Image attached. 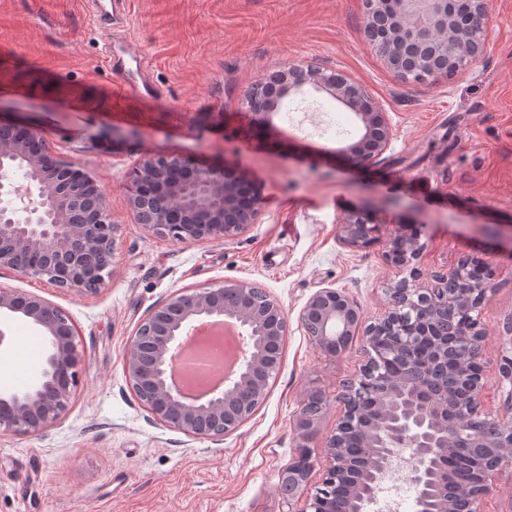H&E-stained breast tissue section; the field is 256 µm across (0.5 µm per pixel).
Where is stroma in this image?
I'll return each mask as SVG.
<instances>
[{
	"mask_svg": "<svg viewBox=\"0 0 512 512\" xmlns=\"http://www.w3.org/2000/svg\"><path fill=\"white\" fill-rule=\"evenodd\" d=\"M123 38L152 65V99L124 93L101 55L87 0H0V120L40 129L49 152L102 189L116 227L112 281L98 294L62 291L6 271L0 284L66 311L83 361L67 410L46 428L0 433V512H300L279 492L299 440L291 422L313 390L328 406L307 446L317 485L344 380L364 360L318 349L299 312L318 289L357 300L363 323L400 280L384 257L397 222L413 223L423 283L471 254L493 275L479 316L485 332L483 408L502 412L512 348V0H489L483 53L465 71L411 82L370 42L365 0H128ZM310 64L361 84L386 113L392 139L362 166L337 156L355 135L349 109L304 87L275 116L276 133L247 132L249 94L272 72ZM136 130L113 140L112 128ZM229 164L259 184L263 211L229 240L179 242L137 224L125 188L149 155ZM370 206L381 242L355 249L340 223ZM243 281L288 314L282 358L266 398L233 433L194 439L153 420L127 382L123 352L140 320L178 292ZM0 389L27 387L44 365L39 331L0 322Z\"/></svg>",
	"mask_w": 512,
	"mask_h": 512,
	"instance_id": "stroma-1",
	"label": "stroma"
}]
</instances>
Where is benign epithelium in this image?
<instances>
[{"mask_svg":"<svg viewBox=\"0 0 512 512\" xmlns=\"http://www.w3.org/2000/svg\"><path fill=\"white\" fill-rule=\"evenodd\" d=\"M452 0H366L367 34L379 48L412 46L416 52L403 78L421 82L428 64L418 52L433 42L448 61V74L466 69L484 50L480 34L489 21L487 0H471L458 14ZM309 84L326 89L351 111L357 140L337 148L349 161L363 163L386 150L392 128L358 84L327 77L313 66H291L273 94L262 87L252 93L251 121L258 129L274 127L283 100ZM126 194L136 223L181 242L228 240L256 222L263 197L254 184L236 173L172 153L143 160ZM386 221L363 209L340 224L343 241L357 249L380 241ZM114 244L106 198L96 182L68 163L52 157L41 132L16 122H0V271L10 270L66 291L95 294L112 279ZM422 245L400 229L388 239L385 259L409 277L387 289L388 308L378 320L362 326L360 306L343 291L321 288L305 302L299 324L325 353L347 350L353 336L363 335L365 360L343 387V412L324 445L325 467L315 493L299 512H336L328 490L343 487L342 512H370L380 485L401 463L410 465L418 494L416 512H484L495 478L512 473V393L504 412L491 417L482 407L484 332L477 312L493 275L489 263L466 258L451 274L468 282L448 294L447 278L434 287L418 284L411 268ZM255 288L226 281L216 288L176 293L153 307L128 339L123 367L126 380L152 417L197 439L222 437L247 422L265 399L278 370L288 314L270 294L264 304L252 301ZM464 311L469 325L459 336L446 337L435 322L448 309ZM20 315L40 331L45 342L40 375L23 391L0 389V432H38L67 410L81 362L78 333L71 317L42 296L0 286V318ZM231 324L240 353L223 386L189 399L170 378L176 354L205 326ZM373 383L377 392L367 410L358 407L355 388ZM321 410L305 411L304 398L292 422L302 450L279 474V489L292 500L304 493L314 462L303 450L316 431ZM469 423L471 446L483 449L477 477L448 493V470L456 443L450 430ZM361 431V464L347 455L343 436Z\"/></svg>","mask_w":512,"mask_h":512,"instance_id":"7a95c632","label":"benign epithelium"}]
</instances>
